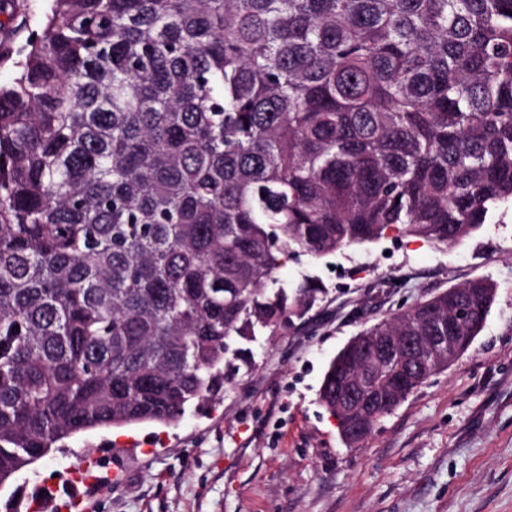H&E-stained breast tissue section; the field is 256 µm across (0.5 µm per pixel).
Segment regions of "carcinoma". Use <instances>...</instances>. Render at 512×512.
<instances>
[{
    "label": "carcinoma",
    "mask_w": 512,
    "mask_h": 512,
    "mask_svg": "<svg viewBox=\"0 0 512 512\" xmlns=\"http://www.w3.org/2000/svg\"><path fill=\"white\" fill-rule=\"evenodd\" d=\"M51 2L0 87V487L223 392L319 301L283 260L446 248L512 202V0ZM460 288L486 322L494 282ZM405 329L437 373L448 293L359 335Z\"/></svg>",
    "instance_id": "obj_1"
}]
</instances>
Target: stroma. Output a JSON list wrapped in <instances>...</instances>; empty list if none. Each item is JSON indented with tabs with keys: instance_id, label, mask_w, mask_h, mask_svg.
<instances>
[{
	"instance_id": "stroma-1",
	"label": "stroma",
	"mask_w": 512,
	"mask_h": 512,
	"mask_svg": "<svg viewBox=\"0 0 512 512\" xmlns=\"http://www.w3.org/2000/svg\"><path fill=\"white\" fill-rule=\"evenodd\" d=\"M51 0L0 7V85L13 55L39 33ZM287 288L324 289L306 323L257 334L251 364L218 399L195 403L175 426L146 423L71 439L0 489L60 485L77 452L112 451L77 504L58 512H512V203L459 245L438 248L390 232L374 244L279 269ZM497 286L481 332L349 447L319 401L324 373L359 330L470 280Z\"/></svg>"
}]
</instances>
